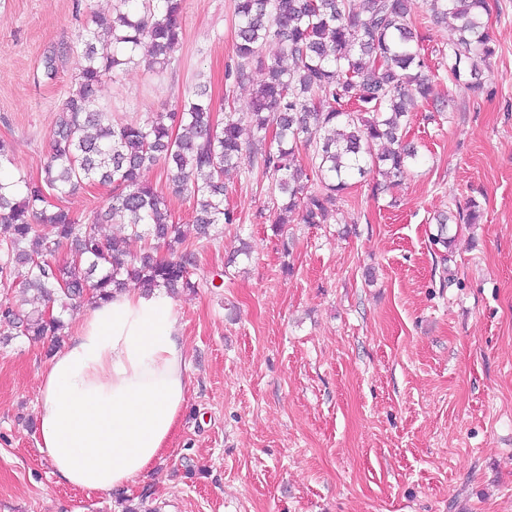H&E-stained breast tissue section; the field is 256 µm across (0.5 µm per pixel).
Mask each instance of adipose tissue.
Returning <instances> with one entry per match:
<instances>
[{
  "instance_id": "ef3b65f1",
  "label": "adipose tissue",
  "mask_w": 512,
  "mask_h": 512,
  "mask_svg": "<svg viewBox=\"0 0 512 512\" xmlns=\"http://www.w3.org/2000/svg\"><path fill=\"white\" fill-rule=\"evenodd\" d=\"M190 384L174 301L129 288L89 305L40 376L38 448L89 492L130 488L159 459Z\"/></svg>"
}]
</instances>
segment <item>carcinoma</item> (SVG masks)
<instances>
[{"mask_svg":"<svg viewBox=\"0 0 512 512\" xmlns=\"http://www.w3.org/2000/svg\"><path fill=\"white\" fill-rule=\"evenodd\" d=\"M110 14L89 12L76 40L49 51L44 76L52 81L63 57L76 61L74 82L62 102L43 176L0 177V286L20 287L45 302L67 305L105 298L112 289L163 288L176 295L198 287L191 270L196 255L177 251L186 241L170 222L166 200L143 180L163 164L166 178L193 200L196 235L208 239L221 224H239L224 207V175L259 169L281 200L272 224H325L339 193L355 177L375 178L377 194L419 162L403 131L431 81L424 37L412 19L413 0H236L235 57L225 78L252 85L249 136L229 111L215 118L210 86L188 88L174 112H156L122 123L101 102L105 77L139 64L147 48L151 63L170 68L182 38V0H118ZM433 20L458 22L448 46V72L466 89L482 88L474 63L496 53L485 17L489 0H424ZM280 53L264 58L268 43ZM322 130L319 139L313 130ZM308 150V166L298 160ZM316 179L320 187L312 190ZM83 184L110 185L106 207L81 220L47 200ZM432 242L448 248V221L435 218ZM122 224L128 236L148 237L170 256L150 248L133 254L99 236L97 225ZM68 247L72 260L56 252ZM9 334L39 340L59 336L62 315L23 314L0 302V326Z\"/></svg>","mask_w":512,"mask_h":512,"instance_id":"obj_1","label":"carcinoma"}]
</instances>
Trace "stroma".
Returning a JSON list of instances; mask_svg holds the SVG:
<instances>
[{
    "mask_svg": "<svg viewBox=\"0 0 512 512\" xmlns=\"http://www.w3.org/2000/svg\"><path fill=\"white\" fill-rule=\"evenodd\" d=\"M234 0H183V39L165 73L147 63L105 81L119 119L169 112L198 79L216 118L246 117L251 85L225 78ZM495 56L483 91L448 73L454 22L413 18L432 94L407 138L420 163L372 197L353 179L327 224L275 232L260 172H229L241 225L188 238L200 286L175 299L190 385L152 471L130 490L90 494L58 480L37 446L50 340L0 343V512H512V0H490ZM74 0H0V139L10 172L35 177L75 61L44 81V52L71 41ZM110 188L50 192L85 218ZM480 205L475 224L431 242L437 214ZM251 257L227 265L240 242ZM225 271L223 288L205 286Z\"/></svg>",
    "mask_w": 512,
    "mask_h": 512,
    "instance_id": "35a3bbf8",
    "label": "stroma"
}]
</instances>
